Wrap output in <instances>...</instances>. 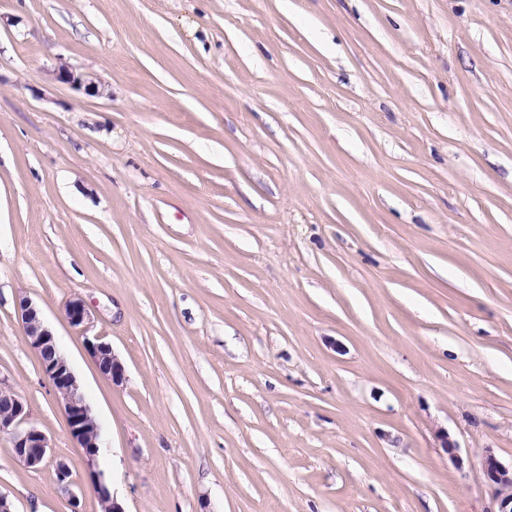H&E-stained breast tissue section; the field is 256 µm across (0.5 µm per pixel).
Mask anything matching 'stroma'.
I'll return each instance as SVG.
<instances>
[{"label":"stroma","instance_id":"35a3bbf8","mask_svg":"<svg viewBox=\"0 0 512 512\" xmlns=\"http://www.w3.org/2000/svg\"><path fill=\"white\" fill-rule=\"evenodd\" d=\"M25 298L102 428L96 465ZM0 387L49 440L29 468L0 438L15 512H102L94 468L125 512H492L512 0H0ZM24 334L37 352L42 369L62 400L72 437L83 449L88 464L95 465L106 448L100 425L82 392L81 385L52 332L44 324L39 308L29 299L20 303ZM65 317L72 327L82 329L81 335L85 336L87 350L95 359L100 373L115 384L122 383L124 366L114 353L112 346L101 341L99 337L93 340L87 337V332L92 327V320L84 303L79 299L70 300L65 306Z\"/></svg>","mask_w":512,"mask_h":512}]
</instances>
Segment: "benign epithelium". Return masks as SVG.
<instances>
[{
  "label": "benign epithelium",
  "mask_w": 512,
  "mask_h": 512,
  "mask_svg": "<svg viewBox=\"0 0 512 512\" xmlns=\"http://www.w3.org/2000/svg\"><path fill=\"white\" fill-rule=\"evenodd\" d=\"M20 315L24 334L30 346L37 352L42 369L55 392L62 400L72 437L86 456L88 464L95 466L105 442L100 425L82 392L81 385L65 355L59 349L52 332L44 324L39 308L29 299L20 303ZM68 323L82 329L87 350L91 353L100 373L115 384L124 380V366L112 346L99 338L90 339L91 314L79 299L65 306ZM0 435L6 436L15 458L29 468L41 466L49 448L46 435L31 421L24 401L14 392L0 390ZM482 471L485 483L492 491L495 509L492 512H512V465L502 463L488 451L483 456ZM93 489L98 498L106 501L109 512H125L121 503L110 495L104 474L91 470ZM58 490L68 497L73 512H79V500L72 491L71 471L67 464L56 466Z\"/></svg>",
  "instance_id": "benign-epithelium-1"
}]
</instances>
